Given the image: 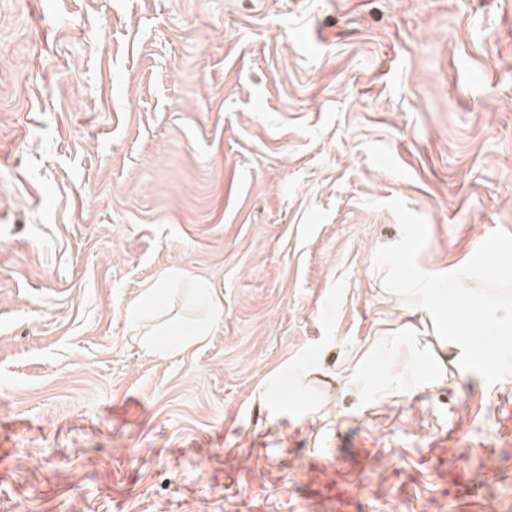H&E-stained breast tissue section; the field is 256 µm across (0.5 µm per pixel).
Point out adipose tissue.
Returning <instances> with one entry per match:
<instances>
[{
    "label": "adipose tissue",
    "instance_id": "obj_1",
    "mask_svg": "<svg viewBox=\"0 0 512 512\" xmlns=\"http://www.w3.org/2000/svg\"><path fill=\"white\" fill-rule=\"evenodd\" d=\"M200 299L208 311L207 323L191 326L182 331L163 326L144 333L141 344L148 352L159 358H167L171 351L186 353L209 336L212 326L224 321V296L209 284L198 287Z\"/></svg>",
    "mask_w": 512,
    "mask_h": 512
}]
</instances>
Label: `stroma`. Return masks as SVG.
Masks as SVG:
<instances>
[{"instance_id": "stroma-1", "label": "stroma", "mask_w": 512, "mask_h": 512, "mask_svg": "<svg viewBox=\"0 0 512 512\" xmlns=\"http://www.w3.org/2000/svg\"><path fill=\"white\" fill-rule=\"evenodd\" d=\"M512 234V0H0V512H512V377L387 291ZM224 292L191 351L127 307ZM185 273L176 268L166 270L156 281L149 283L143 288L140 296L127 308L128 319L139 333L143 336L141 344L148 352L161 359L167 358L172 351L177 350L180 354L187 353L198 343L204 341L210 335V329L224 321V293L212 288L207 283L199 285L198 294L208 310V321L205 324L189 326L188 328L174 334L173 326H163L147 332L145 328L139 329L143 310L147 306L157 305L165 298L170 287L184 280ZM165 336H177L167 339ZM176 345L173 349L172 346Z\"/></svg>"}]
</instances>
